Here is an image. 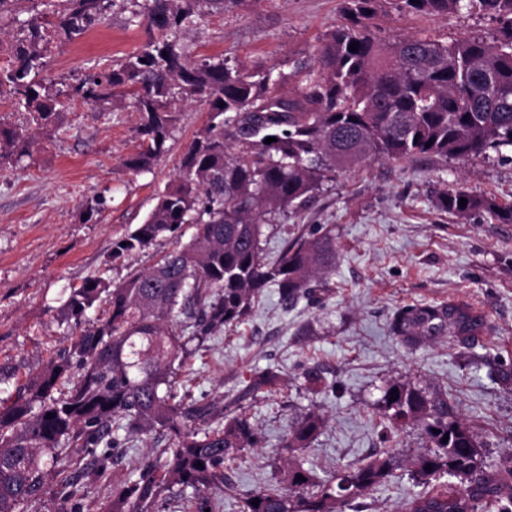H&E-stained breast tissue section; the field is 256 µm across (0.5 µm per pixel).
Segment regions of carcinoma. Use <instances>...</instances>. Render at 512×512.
<instances>
[{
  "label": "carcinoma",
  "instance_id": "carcinoma-1",
  "mask_svg": "<svg viewBox=\"0 0 512 512\" xmlns=\"http://www.w3.org/2000/svg\"><path fill=\"white\" fill-rule=\"evenodd\" d=\"M139 1L150 38L107 70L65 89L46 86L39 78L48 48L40 16L18 40L16 65L0 69V92L13 93L41 129L55 125L62 95L105 103L129 90L141 115L142 144L123 165L135 173L165 151L179 120L175 100L201 102L209 112L181 157L177 179L144 222L113 244L112 259L174 238L185 224L194 229L191 239L118 284L90 277L71 289L60 312L75 332L70 348L20 386L11 402L0 401V512H29L42 499L50 512H83L85 488L104 477L114 451L144 436L160 445L156 457L131 468L101 512H155L175 486L195 492L197 512H220L224 495L236 490L225 463L261 443L242 401L275 389L283 377L269 367L225 405L188 404L177 381L188 345L201 346L249 315L265 288L276 287L293 305L314 279L336 268L333 229L297 234L271 260L262 246L265 226L308 208L337 172L362 161L512 149V0H343L344 22L322 40L317 62H294L292 93L280 90L285 77L272 78L271 68L191 61L177 34L197 0ZM65 2L54 27L68 41L100 24L110 7L109 0ZM385 2L424 15L483 13L496 32L386 41L377 25ZM354 42L359 47L352 52ZM268 137L276 141L264 143ZM35 143L28 128L0 123V164ZM437 205L459 216L485 211L512 224V203L459 187L441 190ZM101 299L108 317L92 323L87 310ZM482 327V318L463 305L424 303L397 309L388 331L416 351L443 338L466 341ZM381 392L378 407L391 427L418 430L424 450H387L312 490L300 456L325 418L310 411L282 439L275 481L249 494L241 512H360L358 499L404 462L425 486L405 512H481L489 504L512 512V466L484 464L448 392L401 377L385 381ZM444 476L459 484L440 481Z\"/></svg>",
  "mask_w": 512,
  "mask_h": 512
}]
</instances>
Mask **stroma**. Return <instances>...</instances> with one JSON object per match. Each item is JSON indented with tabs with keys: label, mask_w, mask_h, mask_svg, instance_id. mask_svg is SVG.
I'll return each mask as SVG.
<instances>
[{
	"label": "stroma",
	"mask_w": 512,
	"mask_h": 512,
	"mask_svg": "<svg viewBox=\"0 0 512 512\" xmlns=\"http://www.w3.org/2000/svg\"><path fill=\"white\" fill-rule=\"evenodd\" d=\"M64 0H21L0 11V68L34 15L52 16ZM341 0H242L224 11L196 8L179 39L191 60L221 58L248 68L290 72L296 58L315 60L326 34L341 21ZM131 0H113L105 20L80 39L50 36L40 77L57 88L103 70L138 51L149 38ZM379 35L423 34L440 40L490 35L495 24L478 14L419 16L389 11ZM179 120L166 151L150 170L133 173L122 161L140 144L139 116L130 99L100 105L64 100L52 131L36 130L32 156L0 165V366L16 381L67 350L71 329L58 322L71 288L99 276L118 283L152 267L174 249L162 239L132 257L112 260L115 241L144 221L156 197L178 174L186 147L208 121L205 104L178 103ZM449 186L512 202V151L434 158L415 163L369 161L337 173L311 207L266 229L265 249L276 255L285 239L336 228V271L313 299L288 307L265 289L252 312L211 337L181 368L178 390L195 401L234 398L258 370L275 365L284 383L248 399L245 411L263 443L229 463L236 487L222 512L275 475L280 442L305 412L319 408L327 423L305 451L313 478L397 446L417 449L418 432L391 434L377 408L386 379L408 377L448 392V402L474 427L488 465L501 466L512 449V389L489 375L488 360L512 363V224L485 212L459 217L437 208ZM458 303L485 320L468 341H440L409 351L388 331L400 307ZM313 335H300L303 326ZM320 368L327 387L303 386L307 368ZM152 440L139 441L109 465L86 493V512H100L112 484L132 462L151 458ZM418 485L407 468L369 491L363 512H405Z\"/></svg>",
	"instance_id": "obj_1"
}]
</instances>
